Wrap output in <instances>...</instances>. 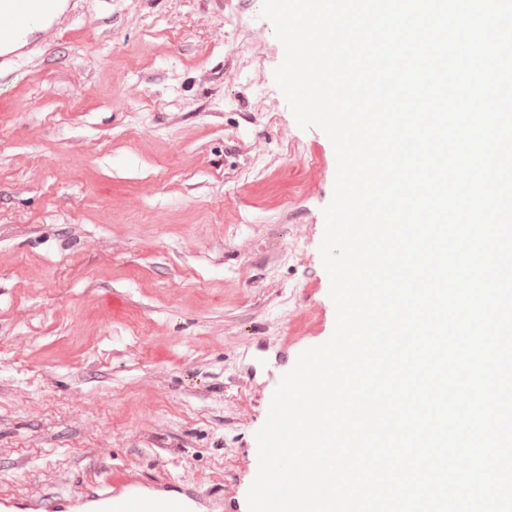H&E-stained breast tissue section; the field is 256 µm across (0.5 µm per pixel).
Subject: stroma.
Returning a JSON list of instances; mask_svg holds the SVG:
<instances>
[{"instance_id":"obj_1","label":"stroma","mask_w":512,"mask_h":512,"mask_svg":"<svg viewBox=\"0 0 512 512\" xmlns=\"http://www.w3.org/2000/svg\"><path fill=\"white\" fill-rule=\"evenodd\" d=\"M262 0H65L0 61V486L246 497L282 341L335 327L333 145Z\"/></svg>"}]
</instances>
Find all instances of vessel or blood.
<instances>
[{
  "instance_id": "b4317fda",
  "label": "vessel or blood",
  "mask_w": 512,
  "mask_h": 512,
  "mask_svg": "<svg viewBox=\"0 0 512 512\" xmlns=\"http://www.w3.org/2000/svg\"><path fill=\"white\" fill-rule=\"evenodd\" d=\"M29 21V0H11L0 15V50ZM0 512H248L247 505L219 494H206L191 482L149 480L137 471L116 469L105 480L82 485L77 492L0 491Z\"/></svg>"
}]
</instances>
